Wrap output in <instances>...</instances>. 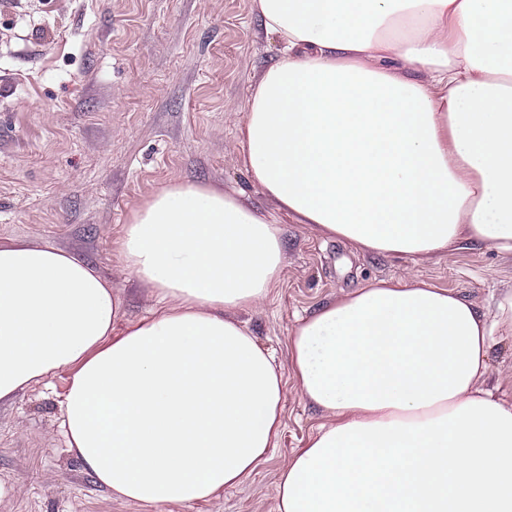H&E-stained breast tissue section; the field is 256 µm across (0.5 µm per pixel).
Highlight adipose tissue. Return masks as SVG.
<instances>
[{"mask_svg": "<svg viewBox=\"0 0 512 512\" xmlns=\"http://www.w3.org/2000/svg\"><path fill=\"white\" fill-rule=\"evenodd\" d=\"M281 55L237 144L279 214L353 253L449 247L512 256V0H254ZM155 301L92 262L0 243V402L69 370V449L110 496L214 499L283 427L285 376L326 423L282 467L278 512H512V401L489 385L512 290L493 313L414 276L298 317L279 365L231 312L261 305L286 259L277 216L174 182L116 243Z\"/></svg>", "mask_w": 512, "mask_h": 512, "instance_id": "adipose-tissue-1", "label": "adipose tissue"}]
</instances>
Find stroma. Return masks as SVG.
<instances>
[{
    "instance_id": "stroma-1",
    "label": "stroma",
    "mask_w": 512,
    "mask_h": 512,
    "mask_svg": "<svg viewBox=\"0 0 512 512\" xmlns=\"http://www.w3.org/2000/svg\"><path fill=\"white\" fill-rule=\"evenodd\" d=\"M253 0H0V242L55 246L93 262L126 299L152 302L114 257L134 208L160 188L199 182L243 192L265 214L236 148L251 86L279 56ZM287 253L269 298L236 312L287 361L296 315L373 279L414 274L484 304L512 289V258L448 250L421 261L357 255L283 219ZM58 372L0 405V512H148L109 496L69 451ZM284 428L255 471L219 498L162 512H277L283 465L322 422L284 390Z\"/></svg>"
}]
</instances>
